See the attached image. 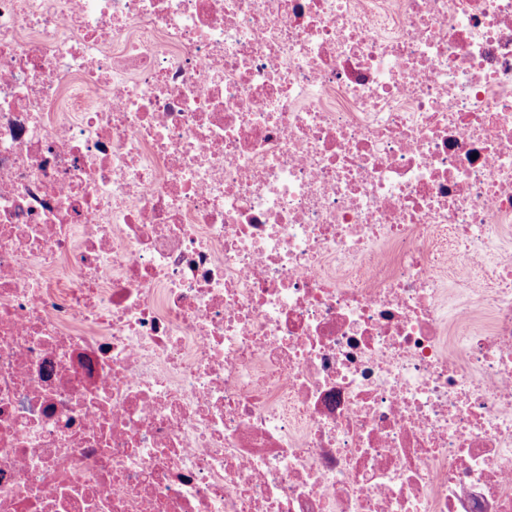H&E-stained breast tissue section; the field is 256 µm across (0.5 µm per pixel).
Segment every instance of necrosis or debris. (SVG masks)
<instances>
[{
  "label": "necrosis or debris",
  "instance_id": "necrosis-or-debris-1",
  "mask_svg": "<svg viewBox=\"0 0 512 512\" xmlns=\"http://www.w3.org/2000/svg\"><path fill=\"white\" fill-rule=\"evenodd\" d=\"M511 222L512 0H0V512H512Z\"/></svg>",
  "mask_w": 512,
  "mask_h": 512
}]
</instances>
